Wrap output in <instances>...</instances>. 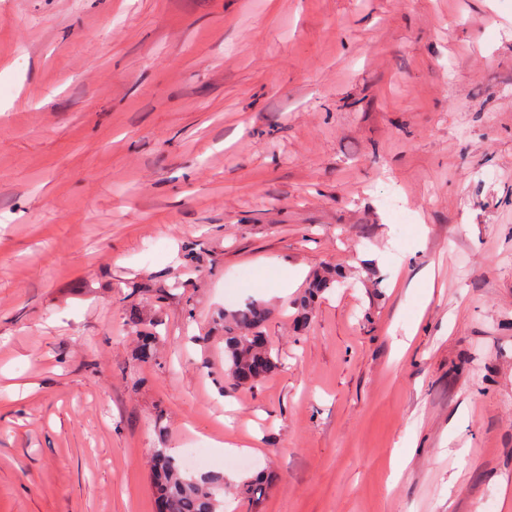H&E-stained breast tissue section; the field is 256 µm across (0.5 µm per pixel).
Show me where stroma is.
Returning a JSON list of instances; mask_svg holds the SVG:
<instances>
[{"mask_svg": "<svg viewBox=\"0 0 512 512\" xmlns=\"http://www.w3.org/2000/svg\"><path fill=\"white\" fill-rule=\"evenodd\" d=\"M197 442L232 512H512V0H0V512ZM342 277V274L336 271L335 268L313 275L297 304V314L295 317L297 329H304L306 327L310 315V305L315 297H318L327 289L333 288L334 283L338 282V278ZM270 315L262 303L224 313V360L234 385L250 389L278 367V355L272 347H263V327Z\"/></svg>", "mask_w": 512, "mask_h": 512, "instance_id": "stroma-1", "label": "stroma"}]
</instances>
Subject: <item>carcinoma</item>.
Here are the masks:
<instances>
[{
	"label": "carcinoma",
	"mask_w": 512,
	"mask_h": 512,
	"mask_svg": "<svg viewBox=\"0 0 512 512\" xmlns=\"http://www.w3.org/2000/svg\"><path fill=\"white\" fill-rule=\"evenodd\" d=\"M340 277L342 274L334 269L313 275L297 304V328L306 327L311 302L333 287ZM269 315V309L259 302L249 303L224 315L225 374L240 388L254 387L278 367V355L273 353L272 347L261 344L265 339L263 327ZM138 339L139 357L143 360L154 358L156 334L146 331ZM151 470L159 512H220L217 493L226 488L224 477L189 476L164 448L157 449L152 456Z\"/></svg>",
	"instance_id": "1"
}]
</instances>
